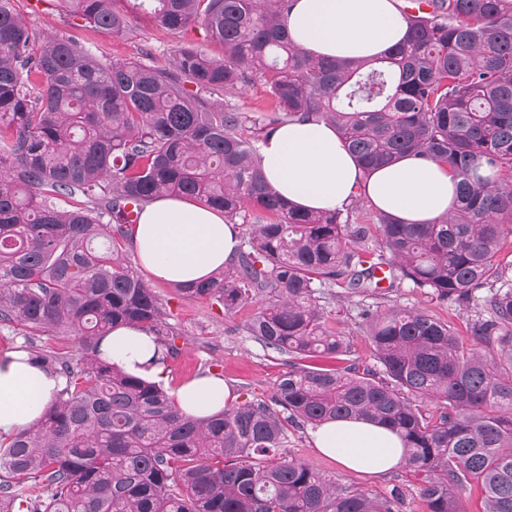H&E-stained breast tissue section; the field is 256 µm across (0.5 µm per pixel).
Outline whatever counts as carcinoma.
I'll list each match as a JSON object with an SVG mask.
<instances>
[{
  "mask_svg": "<svg viewBox=\"0 0 512 512\" xmlns=\"http://www.w3.org/2000/svg\"><path fill=\"white\" fill-rule=\"evenodd\" d=\"M64 2L115 34L139 13L174 37L200 27L223 53L183 44L171 70L98 59L38 38L0 0V329L66 382L0 440V512H402L399 488L372 495L286 454L288 427L337 418L401 437L427 512H464L474 487L483 512H512V267L499 260L512 239V0H405L407 39L374 59L295 46L292 0ZM255 80L267 114L214 99ZM291 121L336 126L366 174L404 156L447 167L452 210L434 224L380 211L377 245L361 247L369 228L347 218L359 198L304 212L267 181L258 144ZM167 194L245 226L231 267L174 289L226 314L263 299L246 333L288 356L266 399L195 418L102 357L120 326L150 331L165 362L179 355L165 303L127 261L126 205L140 214ZM381 266L391 289L474 306L470 337L420 308L364 305L357 326L382 376L334 366L350 343L321 301L336 287L376 295Z\"/></svg>",
  "mask_w": 512,
  "mask_h": 512,
  "instance_id": "obj_1",
  "label": "carcinoma"
}]
</instances>
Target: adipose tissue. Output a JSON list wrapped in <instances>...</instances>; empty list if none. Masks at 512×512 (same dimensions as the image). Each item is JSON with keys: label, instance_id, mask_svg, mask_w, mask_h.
Here are the masks:
<instances>
[{"label": "adipose tissue", "instance_id": "ef3b65f1", "mask_svg": "<svg viewBox=\"0 0 512 512\" xmlns=\"http://www.w3.org/2000/svg\"><path fill=\"white\" fill-rule=\"evenodd\" d=\"M288 31L316 58L375 57L403 42L407 26L396 0H296ZM267 180L304 211L341 209L363 195L376 209L406 224L444 217L456 198V183L441 164L402 158L364 174L334 126L288 122L260 145ZM142 268L154 279L187 284L207 279L230 262L240 244L238 225L212 209L170 194L148 204L132 236ZM104 358L127 372L157 380L165 368L146 330L122 326L100 344ZM64 386L62 377L17 353L0 359V435L39 419ZM176 403L187 415L206 417L231 406L237 396L222 377L205 375L178 388ZM314 447L355 472L380 475L403 461L400 438L365 419H332L312 433Z\"/></svg>", "mask_w": 512, "mask_h": 512}]
</instances>
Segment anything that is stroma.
Wrapping results in <instances>:
<instances>
[{
    "label": "stroma",
    "instance_id": "1",
    "mask_svg": "<svg viewBox=\"0 0 512 512\" xmlns=\"http://www.w3.org/2000/svg\"><path fill=\"white\" fill-rule=\"evenodd\" d=\"M15 7L37 33L73 38L94 57L135 59L148 49L152 52V65L164 69L169 67L176 46L182 43L213 56L221 53L219 46L205 41L202 35L188 34L179 39L158 30L146 17L137 22L132 33L117 35L78 25L63 0H48L47 8L39 13L30 9L28 0H15ZM153 288L161 299L167 301L179 331L176 343L180 354L167 364L165 387L168 391H176L181 385L209 371L222 377L239 397L264 399L270 395L285 365L281 356L264 350L247 336L243 324L255 313V306L249 305L236 313L222 315L208 300L175 297L169 284L157 281ZM378 305L383 309L392 305L427 309L448 321L463 337L467 336L475 315L471 306L433 300L407 284L379 299ZM325 312L328 323L351 342L349 361L362 368L374 366L368 341L356 327L357 298L347 296L342 289H335L325 305ZM287 451L337 483L374 495L388 493L392 486H400L405 491V512L426 510L418 493L419 481L406 469L398 467L379 477L343 470L314 448L311 431L307 428L289 430Z\"/></svg>",
    "mask_w": 512,
    "mask_h": 512
}]
</instances>
